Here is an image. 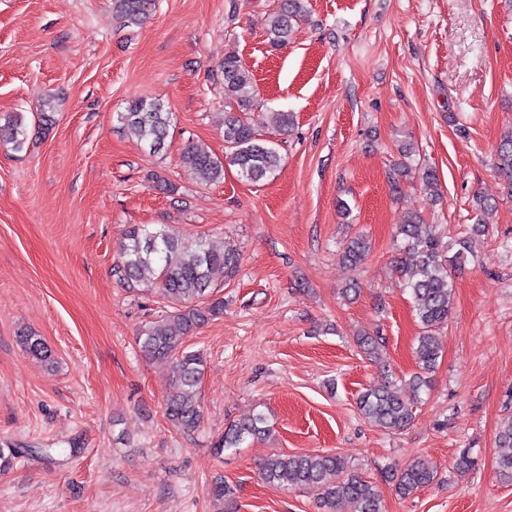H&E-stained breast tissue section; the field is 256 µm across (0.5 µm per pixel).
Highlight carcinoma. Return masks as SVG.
Wrapping results in <instances>:
<instances>
[{
    "label": "carcinoma",
    "mask_w": 512,
    "mask_h": 512,
    "mask_svg": "<svg viewBox=\"0 0 512 512\" xmlns=\"http://www.w3.org/2000/svg\"><path fill=\"white\" fill-rule=\"evenodd\" d=\"M155 0H112L114 13L126 26L139 25L149 18ZM305 0H281L277 9L264 18L266 33L275 47L288 45L293 22L305 16ZM224 81V104L238 106L246 111L255 94L251 71L233 53L224 56L220 65ZM273 127L283 135L293 126L290 112L271 113ZM124 128L146 144L150 151L159 153L167 146L172 113L160 100L138 97L120 113ZM55 124L54 98L47 96L37 112V127L49 130ZM29 139L28 124L20 114L10 115L0 122V145L20 151ZM224 159H219L208 146L189 142L181 154L185 167L199 171L211 182L224 179V164L238 168L248 182L258 183L276 176L282 158L276 144L263 138L254 124L238 115L224 113ZM495 168L504 177L507 194L512 196V132L504 136L495 153ZM424 189L430 198L440 195L435 172L425 169L421 174ZM494 204L485 199L476 200L477 223L475 234L482 232L485 217ZM426 226L423 215L412 212L398 227L400 236L395 270L401 286L413 302L420 333L416 338L414 354L417 371L408 380L410 392L406 396L396 390L395 381L384 375L383 383L365 390L358 397L362 416L383 430H402L413 420L414 407L430 388V378L442 356V341L438 331L448 324L453 307L454 280L451 269L467 262L473 254L472 239L456 240L457 249L448 255L449 248L439 235L422 231ZM126 244L118 273L128 287L155 286L161 294L177 305V311L163 316L146 326L139 338L141 355L148 360H168L173 363V392L166 403V417L178 429L193 434L202 419L199 386L204 366L200 353L184 347L185 339L209 320L224 314V299L214 298L201 305L199 301L214 293L213 281L217 273L231 275L241 264L238 251L207 240L183 242L163 230L152 231L145 225L133 224L126 229ZM369 250L366 239L357 235L348 239L339 254L341 263L353 270ZM20 344L33 356L51 364L53 356L44 340L35 332L23 329L18 333ZM356 345L369 358L380 359L385 337L379 332H363L356 336ZM272 435V426L265 414L259 412L228 422L224 436L216 446L221 453L229 448L245 445ZM496 446L502 449L497 466L502 479L512 483V416L500 426ZM264 480L288 489H310L315 492L317 508L321 512H337L343 503L354 506V512H385L384 501L377 486L364 473L348 469L333 454H284L274 452L260 465ZM386 480L395 492L406 498L422 487L438 480V466L417 457L405 468L386 470ZM213 498L222 504L220 512H236L235 489L223 480L212 487Z\"/></svg>",
    "instance_id": "1"
}]
</instances>
